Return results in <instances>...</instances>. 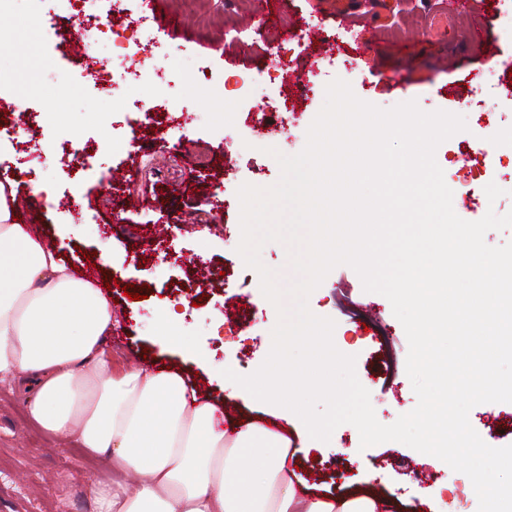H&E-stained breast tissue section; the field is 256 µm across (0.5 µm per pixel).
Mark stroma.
<instances>
[{"label":"stroma","mask_w":512,"mask_h":512,"mask_svg":"<svg viewBox=\"0 0 512 512\" xmlns=\"http://www.w3.org/2000/svg\"><path fill=\"white\" fill-rule=\"evenodd\" d=\"M151 18L141 33L145 56L124 64L113 96L98 93L83 66L112 70V48L74 55L78 38L70 22H45L52 0H14L0 15V78L13 85L17 110H0V121L22 119L35 135L0 139V181L14 185L22 224H36L44 243L62 242L61 253L77 272L102 268L116 280L112 298L122 314L110 340L114 357L129 367L171 366L194 381L226 415L256 416L252 404L229 397L209 368L225 365L241 375L255 372L272 346L277 322L263 296L258 273L237 251L241 238L238 188L275 184L280 168L268 148L291 156L306 144L307 130L325 102L324 86L348 82L363 101L390 108L416 101L426 112L463 116L464 131L442 142L435 158L464 220L487 211L512 210V184L500 180L512 165V37L501 21L512 0H467L450 14L448 0H269L261 20L252 0H136ZM492 39L481 41L483 30ZM281 47L296 77L320 64L315 93L300 85L269 82V50ZM354 63L345 73V63ZM177 65L175 89L135 81L143 64ZM152 99L144 116L136 103ZM295 111L293 124L272 120L280 102ZM265 111H255V103ZM232 122H225V115ZM121 129H113V121ZM493 132L468 154L458 145L483 125ZM71 134L77 147L99 152L111 172L127 182L103 190L99 175L79 170L59 146ZM137 140L136 150L116 147L113 137ZM501 183L503 196L489 201L485 187ZM147 297L128 299L125 285ZM175 303L201 360L155 345L154 313ZM310 310L335 321L339 351L355 356V370L370 392L378 421L389 425L417 402L406 373L408 342L390 302L365 291L347 265L335 267L308 300ZM388 325L397 357L393 374L378 379L374 330ZM472 427L495 446L512 445V403H483L469 413ZM298 474L317 493L363 488L383 499L409 501V512H477L473 485L445 463L429 464L396 441L361 448L357 429L340 425L329 442L293 440ZM111 478L101 463L70 441L33 423L19 391L0 384V512H82L90 497L85 475Z\"/></svg>","instance_id":"1"}]
</instances>
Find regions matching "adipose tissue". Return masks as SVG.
<instances>
[{"instance_id": "1", "label": "adipose tissue", "mask_w": 512, "mask_h": 512, "mask_svg": "<svg viewBox=\"0 0 512 512\" xmlns=\"http://www.w3.org/2000/svg\"><path fill=\"white\" fill-rule=\"evenodd\" d=\"M13 216L0 193V381L23 388L44 431L110 463L112 482L85 480L97 512H401L369 492H308L284 434L220 424L181 372L118 366L108 295Z\"/></svg>"}]
</instances>
